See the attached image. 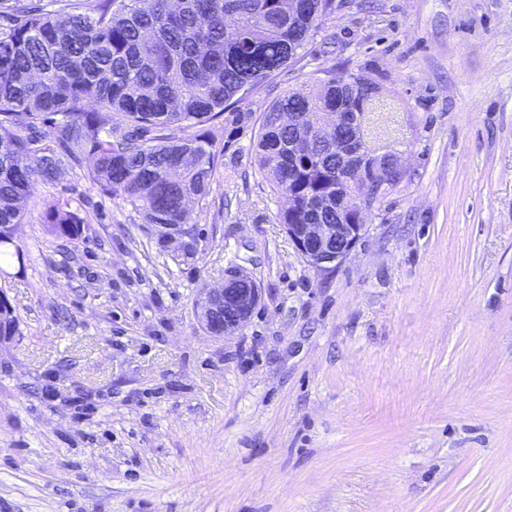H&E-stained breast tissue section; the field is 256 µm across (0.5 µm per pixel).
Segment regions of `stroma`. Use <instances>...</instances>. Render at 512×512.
Here are the masks:
<instances>
[{
    "label": "stroma",
    "instance_id": "stroma-1",
    "mask_svg": "<svg viewBox=\"0 0 512 512\" xmlns=\"http://www.w3.org/2000/svg\"><path fill=\"white\" fill-rule=\"evenodd\" d=\"M330 71L382 87L369 141L404 169L334 270L247 128H208L186 252L80 169L38 183L0 264V512H512V0H336L244 109ZM235 265L261 300L218 338L195 301ZM43 224H46L48 232L58 238L78 240L83 221L69 204L64 203L49 208L44 214Z\"/></svg>",
    "mask_w": 512,
    "mask_h": 512
}]
</instances>
